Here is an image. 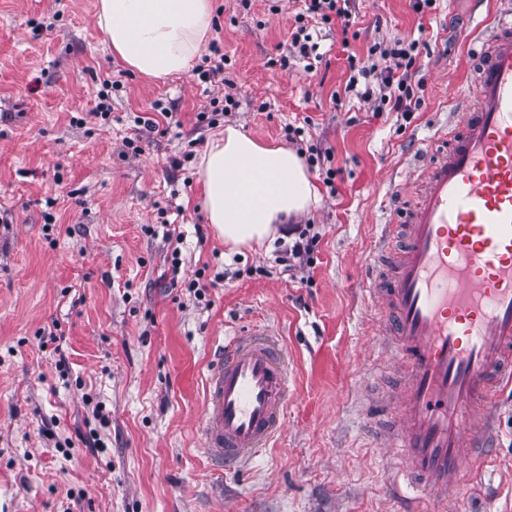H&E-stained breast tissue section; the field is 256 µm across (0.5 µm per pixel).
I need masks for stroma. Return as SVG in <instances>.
<instances>
[{
	"label": "stroma",
	"instance_id": "1",
	"mask_svg": "<svg viewBox=\"0 0 512 512\" xmlns=\"http://www.w3.org/2000/svg\"><path fill=\"white\" fill-rule=\"evenodd\" d=\"M97 0H0V512H401L389 491L396 459L380 448L400 366L373 358L374 309L364 259L389 214L391 187L418 154L439 152L452 83L469 77L472 0H356L355 38L342 49L321 29L313 70L273 61L301 0H213L212 40L224 83L195 71L151 78L112 55ZM431 46L414 66L415 112H378L346 94L347 56L394 40ZM108 120L94 115L102 82ZM236 107L212 113L214 94ZM172 110L167 131L147 126ZM233 125L262 142L332 149V185L312 167L320 202L303 223L319 236L308 275L275 263L273 240L234 252L200 207L199 154ZM141 150L123 154L125 138ZM55 206H48V199ZM54 212L56 223L43 215ZM179 278L201 296L169 286ZM277 330L290 392L285 426L239 468L201 447L207 366L228 333ZM59 335L61 343L50 340ZM67 369H59V357ZM500 440L455 512H512V401L501 398ZM93 434L102 450L86 447Z\"/></svg>",
	"mask_w": 512,
	"mask_h": 512
}]
</instances>
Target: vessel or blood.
I'll use <instances>...</instances> for the list:
<instances>
[{"label": "vessel or blood", "instance_id": "vessel-or-blood-1", "mask_svg": "<svg viewBox=\"0 0 512 512\" xmlns=\"http://www.w3.org/2000/svg\"><path fill=\"white\" fill-rule=\"evenodd\" d=\"M462 39L478 68L456 85L463 103L443 136L446 150L423 163L422 193L391 262L372 258L368 295L393 321L405 367L397 430L381 440L429 506L447 503L465 475L482 472L499 396L512 391V6L487 13ZM288 368L270 330L234 332L206 375L203 448L237 465L280 430Z\"/></svg>", "mask_w": 512, "mask_h": 512}]
</instances>
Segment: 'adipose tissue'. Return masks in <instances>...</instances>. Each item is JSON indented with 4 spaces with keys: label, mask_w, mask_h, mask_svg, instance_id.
Listing matches in <instances>:
<instances>
[{
    "label": "adipose tissue",
    "mask_w": 512,
    "mask_h": 512,
    "mask_svg": "<svg viewBox=\"0 0 512 512\" xmlns=\"http://www.w3.org/2000/svg\"><path fill=\"white\" fill-rule=\"evenodd\" d=\"M96 23L110 51L153 78L186 72L206 45L212 0H97ZM208 224L232 250L274 237L282 218L309 213L317 186L299 156L240 128L213 133L198 160Z\"/></svg>",
    "instance_id": "1"
}]
</instances>
